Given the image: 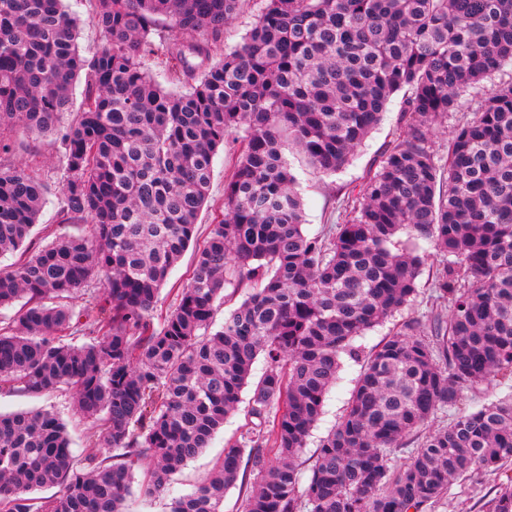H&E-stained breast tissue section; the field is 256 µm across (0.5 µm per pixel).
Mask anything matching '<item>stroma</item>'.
<instances>
[{
  "label": "stroma",
  "mask_w": 512,
  "mask_h": 512,
  "mask_svg": "<svg viewBox=\"0 0 512 512\" xmlns=\"http://www.w3.org/2000/svg\"><path fill=\"white\" fill-rule=\"evenodd\" d=\"M263 6V0H244L239 13L225 25L221 40L212 43L213 59H220L224 51L241 41ZM403 100L404 95L400 92L391 97L380 125L356 149L349 163L335 175L319 176L301 160H294L297 189L304 204L306 232L313 235L332 225L346 223L352 218L357 190L404 131ZM481 102L480 93H469L461 100L455 112L438 121L432 136V146L437 159H445L448 141L454 130L474 118ZM7 137L12 144V150L10 153L0 154V167L6 169L19 163L23 164L32 175L47 186L46 202L33 230L31 242L32 247H42L52 242L56 236L68 231L67 226L59 224L56 218L63 176V149L51 137L23 130L10 131ZM234 157L233 145L228 142L225 143L223 151L218 152L214 158L209 196L198 220L199 237H206L210 224L218 220L224 210V182L232 170ZM417 282L418 293L406 308L360 338L359 343L364 351L373 350L405 321H422L433 312L447 314L448 304L439 299L432 288L429 269L422 271ZM362 369V364L349 359L343 361L339 380L327 393L323 413L301 453L300 460L303 464H311L321 439L339 421ZM503 394L504 389L497 380L489 379L481 385L464 390L455 409L438 412L429 421L428 426L434 429L449 425L457 414L473 411L482 404L502 397ZM32 408H46L62 416L75 455L81 457L95 451L96 446L89 439L87 429L75 411L71 393L51 392L34 397L13 391L6 386L0 387V412L9 413ZM245 422L246 412L242 409L228 417L223 429L213 438L209 448L197 458L190 460L181 473L175 476L169 495L176 497L192 492L222 454L225 442L237 436ZM510 477L512 461L497 472L484 474L480 483L458 481L451 486L447 495L427 508L426 512H485L486 496L494 495L497 485Z\"/></svg>",
  "instance_id": "obj_1"
}]
</instances>
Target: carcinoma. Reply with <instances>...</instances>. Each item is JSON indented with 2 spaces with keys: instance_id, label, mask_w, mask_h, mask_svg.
<instances>
[{
  "instance_id": "cac0c4a2",
  "label": "carcinoma",
  "mask_w": 512,
  "mask_h": 512,
  "mask_svg": "<svg viewBox=\"0 0 512 512\" xmlns=\"http://www.w3.org/2000/svg\"><path fill=\"white\" fill-rule=\"evenodd\" d=\"M90 2L105 45L83 56L63 0H0V131L59 140L60 223L90 226L0 272V308L19 305L18 326L0 327V383L72 393L98 444L78 457L56 413L0 414V512H129L133 496H163L247 388L239 435L168 512H224L239 481L244 512H423L512 460V80L484 93L444 163L431 145L435 123L512 64V0H264L216 63L209 42L243 0ZM162 17L176 37L156 42ZM149 56L188 87H162ZM402 90L406 129L356 215L306 233L286 152L340 170ZM231 136L224 215L159 314ZM45 196L24 166L0 167V253L23 247ZM400 232L409 245L395 250ZM421 240L445 257L434 288L448 319L409 322L366 357L356 340L416 293ZM98 274L102 292L74 311L68 299ZM229 286L245 298L216 329ZM344 355L364 370L304 483L300 453ZM492 377L505 397L419 435ZM50 486L59 492L36 495ZM485 507L512 512V483Z\"/></svg>"
}]
</instances>
